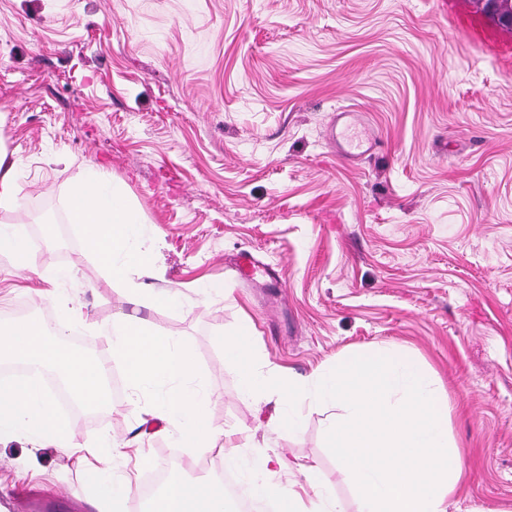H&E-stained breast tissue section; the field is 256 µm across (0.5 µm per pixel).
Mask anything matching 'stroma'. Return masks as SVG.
I'll use <instances>...</instances> for the list:
<instances>
[{
    "label": "stroma",
    "instance_id": "1",
    "mask_svg": "<svg viewBox=\"0 0 512 512\" xmlns=\"http://www.w3.org/2000/svg\"><path fill=\"white\" fill-rule=\"evenodd\" d=\"M340 107L376 141L364 161L329 142ZM0 142L19 186L0 225L62 216L29 268L71 270L60 287L97 322L137 317L186 343L224 432L174 447L133 395L78 443L132 439L189 477L281 451L353 512L332 410L305 409L289 437L276 398L242 395L219 337L246 323L259 372L302 382L366 349L409 353L463 459L448 512H512V30L474 0H0ZM88 164L125 184L146 222L142 284L180 289L182 310L126 300L86 252L70 217ZM242 251L272 267L281 303L226 268ZM22 283L0 254V323L55 310ZM0 468V494L68 487L54 512L86 494L75 460L25 436L0 440Z\"/></svg>",
    "mask_w": 512,
    "mask_h": 512
}]
</instances>
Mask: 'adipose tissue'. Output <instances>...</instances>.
Segmentation results:
<instances>
[{
	"instance_id": "obj_1",
	"label": "adipose tissue",
	"mask_w": 512,
	"mask_h": 512,
	"mask_svg": "<svg viewBox=\"0 0 512 512\" xmlns=\"http://www.w3.org/2000/svg\"><path fill=\"white\" fill-rule=\"evenodd\" d=\"M74 195L73 223L83 233L85 250L101 257L111 279L131 300L178 311L183 301L178 289L141 288L129 274L138 268L145 237L144 220L130 203L123 184L108 179L95 166H86ZM23 435L75 459L87 487L93 512H129L133 495L130 478L119 469L129 452L125 443L105 439L100 446L77 444L59 414L54 398L34 381L19 386L0 381V439ZM224 484L217 479H188L172 472L162 492L148 502L146 512H227Z\"/></svg>"
}]
</instances>
